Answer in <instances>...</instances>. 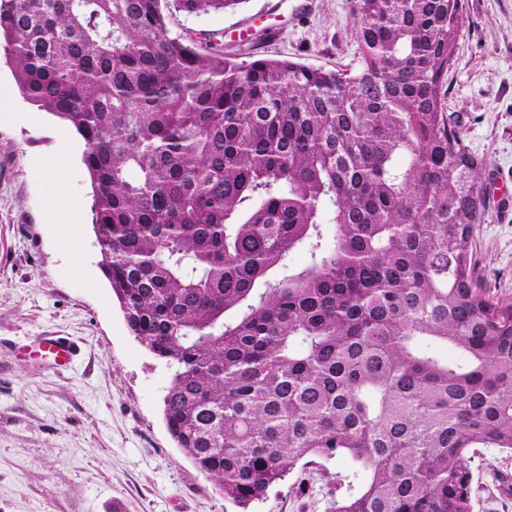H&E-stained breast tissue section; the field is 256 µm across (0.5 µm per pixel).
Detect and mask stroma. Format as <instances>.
Returning <instances> with one entry per match:
<instances>
[{"instance_id":"1","label":"stroma","mask_w":512,"mask_h":512,"mask_svg":"<svg viewBox=\"0 0 512 512\" xmlns=\"http://www.w3.org/2000/svg\"><path fill=\"white\" fill-rule=\"evenodd\" d=\"M351 0H245L232 11L174 14L170 27L200 37L220 30L237 61L289 59L314 68L359 67ZM0 55V512H235L183 455L163 420L171 372L129 331L99 267L84 143L64 122L14 89ZM448 113L466 145L484 157V213L474 253L480 285L512 302V211L494 202L512 187V0H464L448 70ZM52 156L78 206L65 221L79 243L49 222L46 173ZM81 264L83 275L71 274ZM56 333L81 359L50 369L19 347ZM339 456L296 468L250 512H332L329 474ZM473 512H512V455L477 449Z\"/></svg>"}]
</instances>
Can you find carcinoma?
<instances>
[{
    "instance_id": "carcinoma-1",
    "label": "carcinoma",
    "mask_w": 512,
    "mask_h": 512,
    "mask_svg": "<svg viewBox=\"0 0 512 512\" xmlns=\"http://www.w3.org/2000/svg\"><path fill=\"white\" fill-rule=\"evenodd\" d=\"M245 2L0 0V50L84 142L99 267L224 501L345 455L334 512H472L471 454H512V304L479 287L484 160L446 111L462 0H352L354 73L170 29Z\"/></svg>"
}]
</instances>
